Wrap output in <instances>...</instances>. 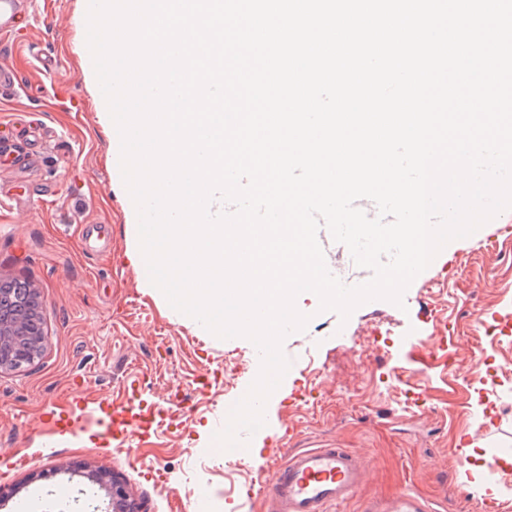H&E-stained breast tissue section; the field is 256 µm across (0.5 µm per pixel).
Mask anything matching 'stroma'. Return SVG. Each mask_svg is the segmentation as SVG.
Segmentation results:
<instances>
[{
	"label": "stroma",
	"instance_id": "35a3bbf8",
	"mask_svg": "<svg viewBox=\"0 0 512 512\" xmlns=\"http://www.w3.org/2000/svg\"><path fill=\"white\" fill-rule=\"evenodd\" d=\"M28 41L0 43V279L38 294L44 342L31 365L0 372V512L38 502L42 512H105L96 478L122 484L136 512H264L263 448L276 460L324 445L360 451L368 481L338 512L410 490L436 512L482 490L464 486L462 436L481 442L478 463L512 506V470L494 457L512 445V335L479 327L474 312L512 314V209L481 235L447 244L406 290L403 306L374 300L348 321L302 302L304 331L288 335L296 363L271 394L266 424L225 457L214 436L256 378L260 357L244 337L222 340L144 287L131 261L134 202L121 178L114 124L105 117L82 15L85 0H21ZM58 24L49 28L45 14ZM472 264L457 272L461 257ZM238 366L224 367L225 355ZM407 368L409 384L395 368ZM140 385L145 403L176 396L172 424L104 445L97 404ZM81 427L60 436L53 415L72 401ZM499 429L484 434L486 406Z\"/></svg>",
	"mask_w": 512,
	"mask_h": 512
}]
</instances>
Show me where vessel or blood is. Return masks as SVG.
I'll return each instance as SVG.
<instances>
[{
    "mask_svg": "<svg viewBox=\"0 0 512 512\" xmlns=\"http://www.w3.org/2000/svg\"><path fill=\"white\" fill-rule=\"evenodd\" d=\"M102 422L120 437L147 434L163 418V408L143 410L135 389L124 402L98 405ZM368 466L351 448H312L289 456L270 473L264 491L267 512H332L365 483ZM363 512H431L426 499L412 491L363 504Z\"/></svg>",
    "mask_w": 512,
    "mask_h": 512,
    "instance_id": "obj_1",
    "label": "vessel or blood"
}]
</instances>
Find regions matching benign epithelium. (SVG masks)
Here are the masks:
<instances>
[{
	"mask_svg": "<svg viewBox=\"0 0 512 512\" xmlns=\"http://www.w3.org/2000/svg\"><path fill=\"white\" fill-rule=\"evenodd\" d=\"M42 343L43 329L33 325L28 315L10 309L9 300L0 302V371L18 369L33 362ZM105 491L112 499L113 512H134L121 484L114 482Z\"/></svg>",
	"mask_w": 512,
	"mask_h": 512,
	"instance_id": "1",
	"label": "benign epithelium"
}]
</instances>
